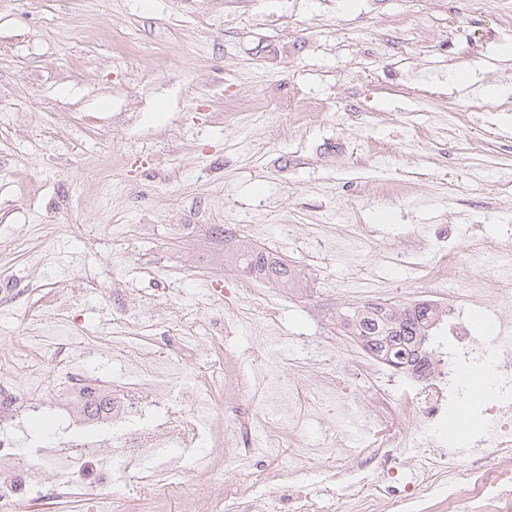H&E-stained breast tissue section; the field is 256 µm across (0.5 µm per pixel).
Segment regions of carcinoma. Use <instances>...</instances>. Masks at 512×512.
<instances>
[{
    "label": "carcinoma",
    "mask_w": 512,
    "mask_h": 512,
    "mask_svg": "<svg viewBox=\"0 0 512 512\" xmlns=\"http://www.w3.org/2000/svg\"><path fill=\"white\" fill-rule=\"evenodd\" d=\"M233 264L255 280H264L271 285L296 284L302 281L301 270L272 253L249 242L239 240L231 251ZM439 315L438 307L430 304H411L381 312L367 306L345 314L341 324L350 330L363 349L373 355L394 351L407 357L409 363L426 372L430 367L418 350L433 351L437 337L432 325Z\"/></svg>",
    "instance_id": "cac0c4a2"
}]
</instances>
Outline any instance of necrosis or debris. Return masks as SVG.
I'll return each instance as SVG.
<instances>
[{"instance_id": "4bbe7bcc", "label": "necrosis or debris", "mask_w": 512, "mask_h": 512, "mask_svg": "<svg viewBox=\"0 0 512 512\" xmlns=\"http://www.w3.org/2000/svg\"><path fill=\"white\" fill-rule=\"evenodd\" d=\"M470 261L497 264L494 274L469 278L464 298L486 309H512V249L493 238L470 243ZM28 288L0 290V305L32 300L28 317L31 328L65 319L75 293L69 288L32 299ZM129 289H113L108 301L112 321L123 335L105 340L84 336L56 343L52 353L32 345L29 339L14 340L0 349V512H35L47 497H78L80 491L108 484L111 473L130 474L124 492L112 501V512H141L149 491L181 486L186 476L211 483L227 469L246 459L278 457L291 447L287 468L252 472L248 481L284 486L289 475L308 468L311 459L303 441L293 439L282 422L269 418L272 407L298 408L311 417L325 399L334 398L336 376L318 375L311 384H259L242 369L240 360L224 349L212 318L178 313L157 323L143 313L137 322L126 318ZM206 334L207 352L216 367L209 372L193 370L199 349L198 334ZM450 335L466 361L478 362L499 386L503 400L512 398V336L499 342L478 344L465 321H455ZM112 348V379L92 375L86 361L102 345ZM54 362L60 381L46 389V364ZM462 377L442 367L424 386L402 383L395 398L369 391L364 405L368 436L355 446L366 462L387 467L402 443L395 423L399 420L435 423L441 417L449 385ZM108 398L112 409L90 422L81 418L87 396ZM246 404L244 412L225 423L215 407L225 397ZM51 405L62 429L51 454L38 461L23 459L9 428L25 410ZM507 408H487L491 421L482 454L464 465L447 462L426 448L412 456L415 482L406 495L409 512H512V419ZM218 448V457L198 456V449ZM55 470L58 483L47 486L46 470ZM466 499H459V490ZM391 489L385 477H353L346 494V512H389ZM191 512H278L270 498L253 497L239 480L223 483L219 499L201 495Z\"/></svg>"}]
</instances>
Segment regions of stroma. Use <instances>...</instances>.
<instances>
[{
	"label": "stroma",
	"mask_w": 512,
	"mask_h": 512,
	"mask_svg": "<svg viewBox=\"0 0 512 512\" xmlns=\"http://www.w3.org/2000/svg\"><path fill=\"white\" fill-rule=\"evenodd\" d=\"M506 12L512 0L477 17L448 0H0V281L77 289L81 333L111 335L115 288L132 289V321L145 298L159 316L218 320L212 287L241 274L211 229L260 225L264 248L307 275L266 302L276 353L303 360L304 336L334 349L352 406L293 431L359 441L367 383L392 393L401 374H357L364 351L340 313L429 298L438 253L404 256L409 231L430 240L453 223L465 275L471 238L503 236L487 203L494 163L512 159ZM399 18L401 43L383 47ZM229 97L265 108L228 112ZM296 98L317 115L292 111ZM475 98L494 125L466 116ZM452 100L463 117L450 128L438 115ZM384 181L406 194L379 197ZM340 237L362 246L336 250ZM345 486L319 457L294 483L340 508Z\"/></svg>",
	"instance_id": "35a3bbf8"
}]
</instances>
